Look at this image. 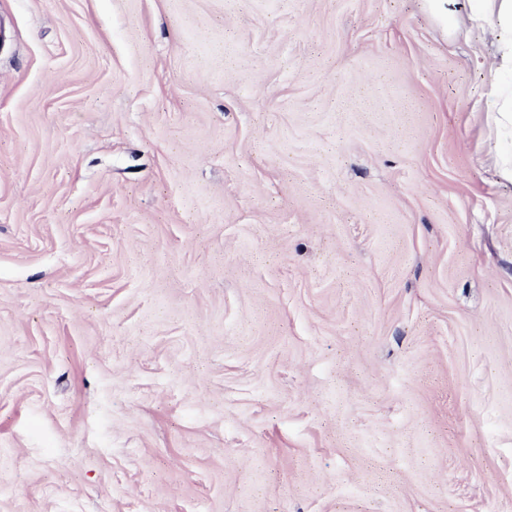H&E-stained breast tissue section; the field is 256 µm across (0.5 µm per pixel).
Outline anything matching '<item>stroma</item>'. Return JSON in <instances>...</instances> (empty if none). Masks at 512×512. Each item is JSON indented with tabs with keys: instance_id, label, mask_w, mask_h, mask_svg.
Segmentation results:
<instances>
[{
	"instance_id": "35a3bbf8",
	"label": "stroma",
	"mask_w": 512,
	"mask_h": 512,
	"mask_svg": "<svg viewBox=\"0 0 512 512\" xmlns=\"http://www.w3.org/2000/svg\"><path fill=\"white\" fill-rule=\"evenodd\" d=\"M490 62L425 0H0V512H512Z\"/></svg>"
}]
</instances>
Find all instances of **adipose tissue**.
Listing matches in <instances>:
<instances>
[{
	"label": "adipose tissue",
	"instance_id": "obj_1",
	"mask_svg": "<svg viewBox=\"0 0 512 512\" xmlns=\"http://www.w3.org/2000/svg\"><path fill=\"white\" fill-rule=\"evenodd\" d=\"M467 21H449L448 33L468 39L482 32L492 48V69L498 75H512V0H464Z\"/></svg>",
	"mask_w": 512,
	"mask_h": 512
}]
</instances>
